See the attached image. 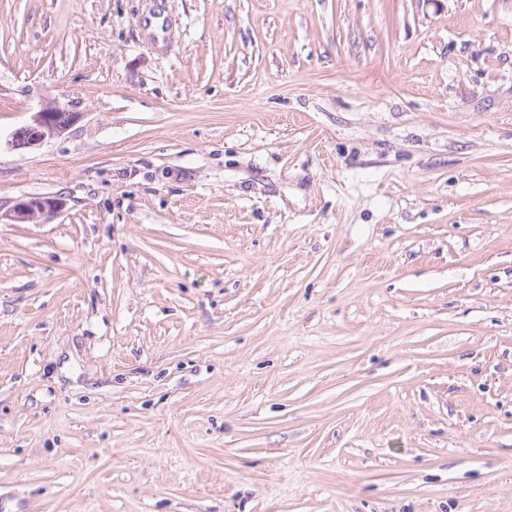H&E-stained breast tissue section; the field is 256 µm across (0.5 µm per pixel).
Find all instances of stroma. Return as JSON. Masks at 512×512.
<instances>
[{
  "label": "stroma",
  "mask_w": 512,
  "mask_h": 512,
  "mask_svg": "<svg viewBox=\"0 0 512 512\" xmlns=\"http://www.w3.org/2000/svg\"><path fill=\"white\" fill-rule=\"evenodd\" d=\"M0 512H512V0H0ZM81 113L74 112L53 99L42 104L33 112L30 122L17 128L7 141L11 150L30 149L42 143L60 137L75 126ZM64 204L62 198L54 197H26L15 200L7 207L0 204V223H37L41 218L59 213Z\"/></svg>",
  "instance_id": "35a3bbf8"
}]
</instances>
